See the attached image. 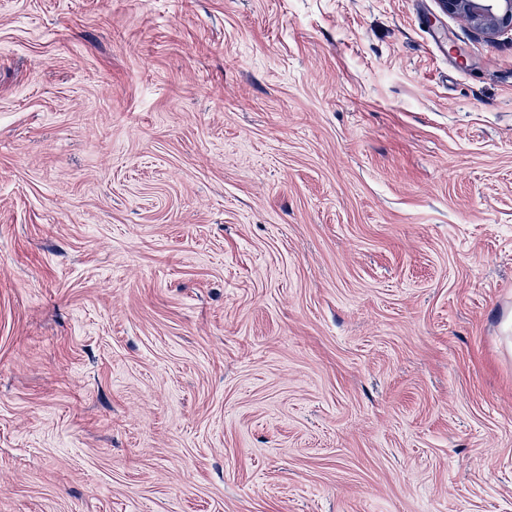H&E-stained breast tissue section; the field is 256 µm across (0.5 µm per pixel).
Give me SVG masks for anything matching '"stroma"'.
I'll return each instance as SVG.
<instances>
[{
    "label": "stroma",
    "instance_id": "obj_1",
    "mask_svg": "<svg viewBox=\"0 0 512 512\" xmlns=\"http://www.w3.org/2000/svg\"><path fill=\"white\" fill-rule=\"evenodd\" d=\"M0 512H512V32L0 0Z\"/></svg>",
    "mask_w": 512,
    "mask_h": 512
}]
</instances>
